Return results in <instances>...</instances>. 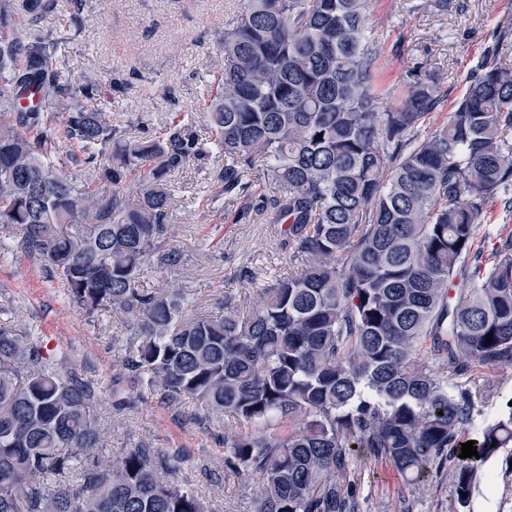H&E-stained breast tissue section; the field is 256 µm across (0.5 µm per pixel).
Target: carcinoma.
I'll return each mask as SVG.
<instances>
[{
    "instance_id": "1",
    "label": "carcinoma",
    "mask_w": 512,
    "mask_h": 512,
    "mask_svg": "<svg viewBox=\"0 0 512 512\" xmlns=\"http://www.w3.org/2000/svg\"><path fill=\"white\" fill-rule=\"evenodd\" d=\"M367 4L239 0L207 103L215 138L176 115L129 139L86 105L95 89L71 84L55 39L10 34L0 0V225L73 305L124 315L122 366L146 390L238 423L224 474L260 481L255 512H354L336 486L351 458L419 482L474 429L479 458L456 466L450 491L465 509L483 464L512 447V406L477 425L472 391L449 386L512 366V234L487 255L475 246L512 186V27L421 136L438 91L414 70L401 97L375 93ZM32 89L63 115L19 108ZM215 152L218 193L248 200L269 184L258 211L281 225L292 265L247 314H189L182 288L142 286L184 266L171 178ZM101 397L66 354L0 325V512H209L180 477V448L101 460Z\"/></svg>"
}]
</instances>
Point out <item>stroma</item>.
<instances>
[{
  "instance_id": "obj_1",
  "label": "stroma",
  "mask_w": 512,
  "mask_h": 512,
  "mask_svg": "<svg viewBox=\"0 0 512 512\" xmlns=\"http://www.w3.org/2000/svg\"><path fill=\"white\" fill-rule=\"evenodd\" d=\"M42 17L13 0L15 36L30 42L50 35L74 86L95 83L99 111L129 138H145L172 113L192 115L200 135L210 133L204 89L218 60L224 25L235 0H55ZM512 25V0H371L369 41L378 87L399 96L408 70L437 82L440 102L426 128L443 125L465 91L467 74L488 56L498 27ZM204 171L191 166L173 179L177 207L173 243L184 255L177 277L154 271L146 284L174 281L192 311H213L218 302L248 310L261 285L288 270V249L278 225L258 211L257 200L227 203L211 198ZM0 323L40 337L65 353L72 369L104 385L99 414L109 434L107 455L141 444L181 448L188 455L180 476L211 512H254L256 480L224 473V429L196 421L191 404H171L144 391L121 366L126 327L112 311L88 315L71 305L40 261L21 254L0 231ZM127 400L112 407L113 380ZM484 418L498 417L512 398V366L463 377ZM452 467L418 484L390 463L354 458L343 494L355 512H454L449 496ZM470 512H512V451L501 450L479 473Z\"/></svg>"
}]
</instances>
